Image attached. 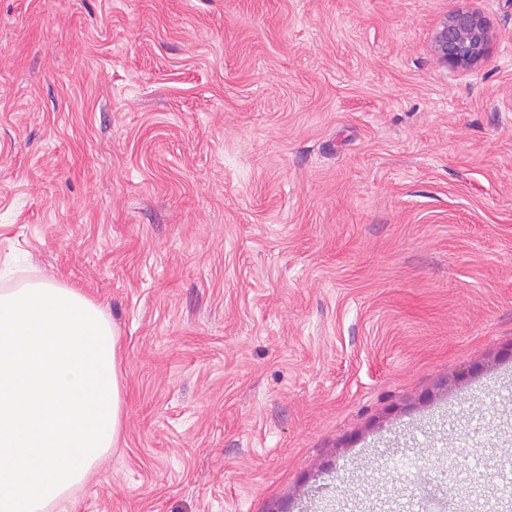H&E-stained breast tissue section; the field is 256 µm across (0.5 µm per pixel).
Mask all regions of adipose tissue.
<instances>
[{"label": "adipose tissue", "mask_w": 512, "mask_h": 512, "mask_svg": "<svg viewBox=\"0 0 512 512\" xmlns=\"http://www.w3.org/2000/svg\"><path fill=\"white\" fill-rule=\"evenodd\" d=\"M117 336L68 285L0 289V512L67 501L118 441Z\"/></svg>", "instance_id": "1"}]
</instances>
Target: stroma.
I'll return each instance as SVG.
<instances>
[{
  "label": "stroma",
  "mask_w": 512,
  "mask_h": 512,
  "mask_svg": "<svg viewBox=\"0 0 512 512\" xmlns=\"http://www.w3.org/2000/svg\"><path fill=\"white\" fill-rule=\"evenodd\" d=\"M1 267L117 330L71 512L447 498L512 450V0H0ZM492 40L491 28L478 10L464 7L445 17L435 31L433 51L452 68L470 70L484 62Z\"/></svg>",
  "instance_id": "stroma-1"
}]
</instances>
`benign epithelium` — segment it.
I'll list each match as a JSON object with an SVG mask.
<instances>
[{"label":"benign epithelium","instance_id":"obj_1","mask_svg":"<svg viewBox=\"0 0 512 512\" xmlns=\"http://www.w3.org/2000/svg\"><path fill=\"white\" fill-rule=\"evenodd\" d=\"M492 40L491 28L478 10L464 7L445 17L435 31L437 59L455 69L470 70L484 62Z\"/></svg>","mask_w":512,"mask_h":512}]
</instances>
